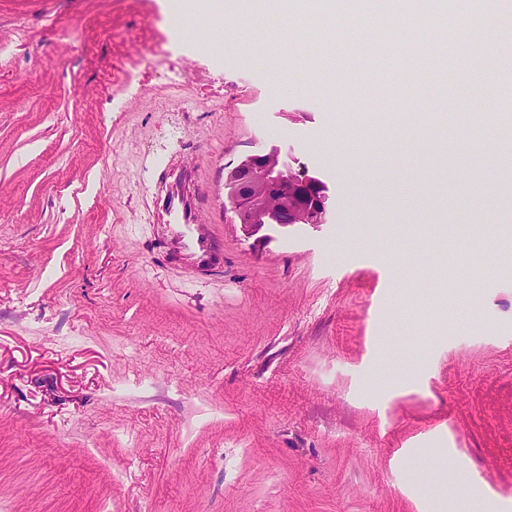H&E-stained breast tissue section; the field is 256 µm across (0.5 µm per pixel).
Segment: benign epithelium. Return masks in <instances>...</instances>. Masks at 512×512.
Returning <instances> with one entry per match:
<instances>
[{
    "instance_id": "1",
    "label": "benign epithelium",
    "mask_w": 512,
    "mask_h": 512,
    "mask_svg": "<svg viewBox=\"0 0 512 512\" xmlns=\"http://www.w3.org/2000/svg\"><path fill=\"white\" fill-rule=\"evenodd\" d=\"M224 192L247 231L266 224H316L327 208L319 181L304 175L274 148L224 167Z\"/></svg>"
}]
</instances>
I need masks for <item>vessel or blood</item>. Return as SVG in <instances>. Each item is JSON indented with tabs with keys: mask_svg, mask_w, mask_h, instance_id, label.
<instances>
[{
	"mask_svg": "<svg viewBox=\"0 0 512 512\" xmlns=\"http://www.w3.org/2000/svg\"><path fill=\"white\" fill-rule=\"evenodd\" d=\"M196 178V171L184 169L176 177H164L156 184L155 189L163 198L157 221L168 225L171 238L185 262L202 269L219 260L220 246L203 230L204 218L190 190Z\"/></svg>",
	"mask_w": 512,
	"mask_h": 512,
	"instance_id": "1",
	"label": "vessel or blood"
}]
</instances>
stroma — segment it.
<instances>
[{
	"label": "stroma",
	"instance_id": "1",
	"mask_svg": "<svg viewBox=\"0 0 512 512\" xmlns=\"http://www.w3.org/2000/svg\"><path fill=\"white\" fill-rule=\"evenodd\" d=\"M208 8L0 0V512H512V59L452 36L479 0H426L422 51ZM273 147L327 223L225 211ZM173 159L221 267L156 221Z\"/></svg>",
	"mask_w": 512,
	"mask_h": 512
}]
</instances>
